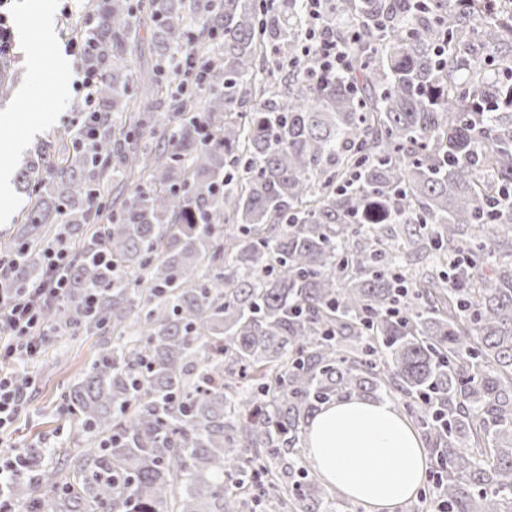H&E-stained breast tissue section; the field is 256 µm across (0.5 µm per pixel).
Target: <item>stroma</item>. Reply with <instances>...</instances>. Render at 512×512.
I'll list each match as a JSON object with an SVG mask.
<instances>
[{
    "mask_svg": "<svg viewBox=\"0 0 512 512\" xmlns=\"http://www.w3.org/2000/svg\"><path fill=\"white\" fill-rule=\"evenodd\" d=\"M55 37L47 49L36 50L41 0H11L14 39V82L8 99L0 100V168L19 174L41 143L71 141L84 119L83 97L69 90L57 97L59 77L75 82L80 56L71 47L72 24L90 29L95 16L88 0H53ZM94 336L50 338L42 356L19 363L16 375L31 379L23 412L1 436L18 449L64 447L72 436L64 394L79 379L97 351Z\"/></svg>",
    "mask_w": 512,
    "mask_h": 512,
    "instance_id": "obj_1",
    "label": "stroma"
}]
</instances>
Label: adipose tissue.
<instances>
[{"label": "adipose tissue", "instance_id": "1", "mask_svg": "<svg viewBox=\"0 0 512 512\" xmlns=\"http://www.w3.org/2000/svg\"><path fill=\"white\" fill-rule=\"evenodd\" d=\"M304 448L319 478L365 512H398L425 478L423 440L386 400L326 405L307 426Z\"/></svg>", "mask_w": 512, "mask_h": 512}]
</instances>
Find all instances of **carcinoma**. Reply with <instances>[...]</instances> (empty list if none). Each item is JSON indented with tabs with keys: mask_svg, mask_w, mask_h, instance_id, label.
Here are the masks:
<instances>
[{
	"mask_svg": "<svg viewBox=\"0 0 512 512\" xmlns=\"http://www.w3.org/2000/svg\"><path fill=\"white\" fill-rule=\"evenodd\" d=\"M93 9L74 34L97 45L81 59L99 78L94 148L52 144L21 173L43 185L11 272L33 283L45 243L78 242L42 325L104 337L65 396L88 448L48 474L27 449L10 497L345 512L294 449L323 405L399 398L434 462L421 500L512 512V0H329L321 22L350 65L327 76L302 55V0ZM143 39L153 62L136 69ZM188 44L206 76L177 88ZM164 109L175 129L137 145ZM133 177L95 229L93 198Z\"/></svg>",
	"mask_w": 512,
	"mask_h": 512,
	"instance_id": "cac0c4a2",
	"label": "carcinoma"
}]
</instances>
